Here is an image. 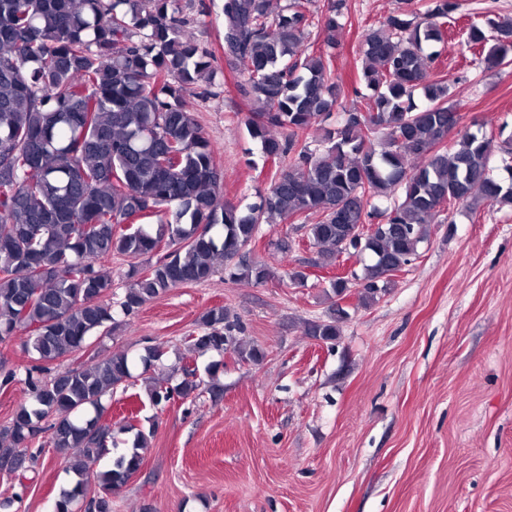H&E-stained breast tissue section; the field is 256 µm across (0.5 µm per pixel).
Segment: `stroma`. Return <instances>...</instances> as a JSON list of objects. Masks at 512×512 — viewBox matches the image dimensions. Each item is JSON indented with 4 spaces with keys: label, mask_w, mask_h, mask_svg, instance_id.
<instances>
[{
    "label": "stroma",
    "mask_w": 512,
    "mask_h": 512,
    "mask_svg": "<svg viewBox=\"0 0 512 512\" xmlns=\"http://www.w3.org/2000/svg\"><path fill=\"white\" fill-rule=\"evenodd\" d=\"M448 22L436 75L456 103L460 127L512 135V69L486 70L463 42L470 14L490 5L512 17V0H460ZM200 45L215 54L205 96L194 113L224 173L225 200L248 204L269 183L244 118L251 104L224 67L223 26L212 0H178ZM397 0H346L335 67L354 84L364 32ZM288 239L291 249L275 244ZM252 260L271 278L258 284L218 269L202 284L146 303L111 333L90 340L57 370L97 356H129L156 346L154 374L177 384V357L205 367L185 336L221 306L239 317L262 363L225 354L221 398L207 388L165 406L147 396L114 395L103 422L132 419L149 431L136 476L112 494V512H512V209L451 207L436 217L419 254L366 307L347 315L335 342L305 336V322L326 318L337 265H316L304 230L261 225ZM306 273L304 283L287 272ZM33 482H0L8 512H48L72 477L45 438Z\"/></svg>",
    "instance_id": "obj_1"
}]
</instances>
